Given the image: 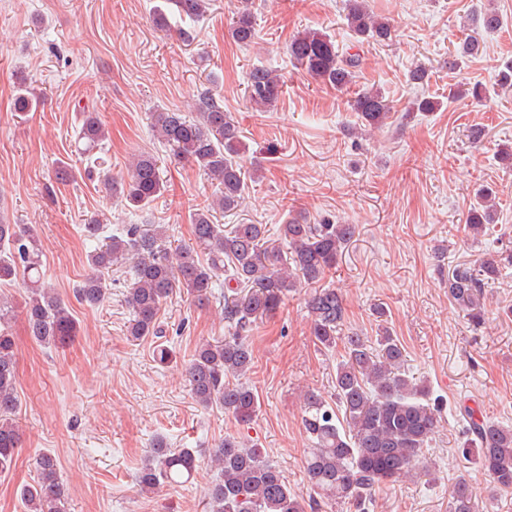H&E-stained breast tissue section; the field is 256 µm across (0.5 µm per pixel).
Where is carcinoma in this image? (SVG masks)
I'll list each match as a JSON object with an SVG mask.
<instances>
[{
    "label": "carcinoma",
    "mask_w": 512,
    "mask_h": 512,
    "mask_svg": "<svg viewBox=\"0 0 512 512\" xmlns=\"http://www.w3.org/2000/svg\"><path fill=\"white\" fill-rule=\"evenodd\" d=\"M209 2L166 0L153 21L161 29L169 27V12L181 20H194L206 12ZM346 20L361 42L392 39L393 25L370 11L365 0H348ZM229 33L241 46L255 43L256 22L249 0H241ZM288 53L314 80L338 89L354 82L360 66L359 55L339 52L330 36L316 30L294 36ZM246 92L250 104L267 110L281 97L283 82L276 71L255 67L249 72ZM192 108L191 116L179 110L156 113L154 128L176 156L194 162L221 186V195L210 207L191 215L198 249L171 251L163 227L142 231L131 224L87 254L91 274L75 293L87 307L100 305L110 290L101 272L118 260L129 262L133 278L127 302L133 318L127 336L140 341L161 333L159 315L175 289L201 300L218 275L235 282L243 292L224 300V322L233 333L222 341L199 344L188 377L199 404L219 405L236 421L248 423L259 404L254 392L237 381L252 369L254 360L244 333L256 319L274 315L286 294L303 282L314 287L308 300L311 334L323 347H335L345 317L343 297L320 282L354 238L356 225L302 224L290 219L281 227L283 250L269 243L264 224H235L226 230L213 223L212 211H237L248 196L246 173L239 162L242 131L208 89L192 99ZM351 108L362 126L371 129L383 127L390 118L389 104L379 90L360 91ZM107 138L108 130L96 113H83L78 139L84 151H93ZM119 185L126 203L135 208L148 205L165 189L157 159L145 153L133 158ZM492 217L491 192L483 189L466 218L468 232L475 238L482 235ZM504 262L512 263V255L457 264L448 272V300L471 322L482 321L485 285L499 276ZM20 275L28 284L23 309L29 335L49 348L70 344L78 324L66 304L42 282L40 241L18 224L0 223V283ZM14 308L12 299L0 294V474L13 467L20 439L17 345L8 328ZM344 344L345 356L336 367V406L312 392L304 397L302 423L310 440L304 470L313 495L306 498L288 487L282 472L264 459L259 448L228 435L210 454L220 476L209 489L208 512H306V505L319 500L370 512L372 491L428 475L425 449L442 421L443 399L432 397L426 386L406 374V350L389 332L379 336L374 346L356 333L344 337ZM451 417L460 427L461 453L474 457L495 489L512 491V427L464 403L452 409ZM197 463L196 451L170 448L159 437L136 474L137 484L144 492L184 484ZM34 466L36 479L18 491L27 512H69L56 456L43 452ZM448 512H475L467 479L461 477L452 485Z\"/></svg>",
    "instance_id": "1"
}]
</instances>
